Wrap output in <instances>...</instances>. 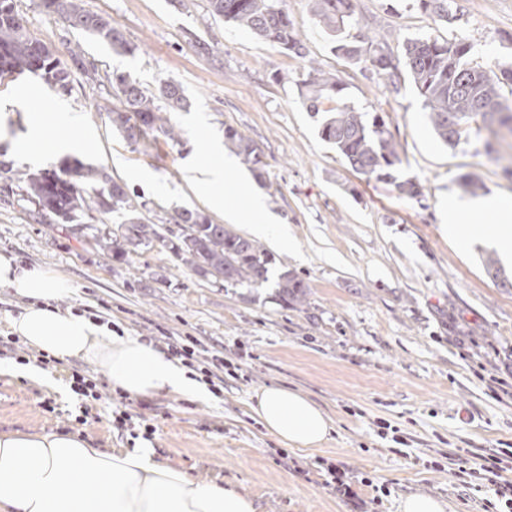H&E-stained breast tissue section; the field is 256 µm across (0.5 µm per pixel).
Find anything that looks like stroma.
<instances>
[{"instance_id":"35a3bbf8","label":"stroma","mask_w":512,"mask_h":512,"mask_svg":"<svg viewBox=\"0 0 512 512\" xmlns=\"http://www.w3.org/2000/svg\"><path fill=\"white\" fill-rule=\"evenodd\" d=\"M84 0L111 17L133 47L118 55L44 9L41 0H17L31 35L62 61L83 53L73 90H44L50 101L41 134L56 135L57 112L82 117L91 140L77 154L105 168L113 180L146 202L156 223L173 226L183 209L224 221L193 186L191 164L223 141L225 126L248 136L265 162L256 189L294 241L275 252L272 274L304 278V309L285 307L274 291L227 288L187 271L159 249L144 251L135 267L105 258L60 224H39L19 196H0V252L67 278L75 293L60 309L86 311L114 329L195 349L193 366L222 377L224 386L204 403L179 394L144 397L156 431L147 440L157 460L195 478L247 489L259 512H353L325 485L317 459L341 462L352 475L387 483L384 512L424 493L447 502V512H479L451 490L448 473L428 463L462 448L512 442V261L486 243L479 225L459 245L448 236L441 202L462 196L461 176L478 181L482 195L512 198V139L472 135L443 144L428 108L405 69L396 92L378 82L364 62L334 52L335 36L318 22L310 0H279L307 48L289 54L245 29L214 17L207 0ZM457 19L446 22L418 0H355L357 16L383 37L394 58L410 38L456 35L470 45L469 62L512 65V0H455ZM336 75L343 101L358 112L384 115L399 145L407 176L423 195L403 198L390 184L355 173L322 141L299 97L308 65ZM123 72L144 87L179 82L187 107L172 113L182 144L146 136L132 143L113 130L109 108L120 99L109 80ZM98 84L90 86L88 75ZM39 86L33 76L0 80V161L33 172L57 169L61 155L26 158L13 153L31 133L26 109L11 104L17 85ZM494 260L498 275L488 274ZM36 354L22 342L1 359L0 433H79L96 448H131L129 429L112 418L117 394L94 363H49L57 388L29 379L20 358ZM93 375L100 399L71 392L73 372ZM302 392L332 419L315 451L303 452L269 436L248 404L260 388ZM404 439L377 434V421Z\"/></svg>"}]
</instances>
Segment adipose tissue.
I'll return each instance as SVG.
<instances>
[{
	"mask_svg": "<svg viewBox=\"0 0 512 512\" xmlns=\"http://www.w3.org/2000/svg\"><path fill=\"white\" fill-rule=\"evenodd\" d=\"M233 166V157L216 154L194 169L198 186L230 221L238 217L237 208L225 201ZM447 213L448 233L454 238L468 235L471 214H482L486 237L512 256V199L452 197ZM0 288L24 299L10 327L37 351L64 362H93L113 386L131 395L175 392L191 400H207L205 384L152 342L119 335L86 314L56 307V299L72 295L74 289L55 272L0 253ZM251 410L269 435L300 450L320 448L331 430V420L319 406L283 387L256 391ZM0 512H258V508L250 494L194 479L156 460L153 449L94 448L79 434L61 431L0 434Z\"/></svg>",
	"mask_w": 512,
	"mask_h": 512,
	"instance_id": "obj_1",
	"label": "adipose tissue"
}]
</instances>
